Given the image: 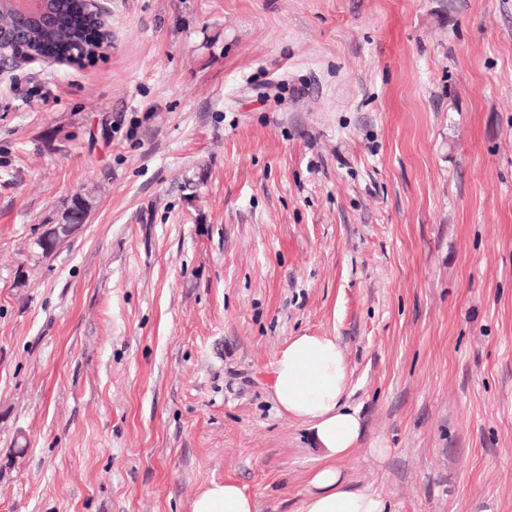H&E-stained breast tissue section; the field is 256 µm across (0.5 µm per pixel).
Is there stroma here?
Segmentation results:
<instances>
[{
	"mask_svg": "<svg viewBox=\"0 0 512 512\" xmlns=\"http://www.w3.org/2000/svg\"><path fill=\"white\" fill-rule=\"evenodd\" d=\"M99 5L103 56L0 76V512H300L302 334L344 351L354 487L512 512V0ZM91 208L86 194H78L71 200V204L62 213L57 224H83ZM191 512H257L254 498L231 481L211 482L190 504Z\"/></svg>",
	"mask_w": 512,
	"mask_h": 512,
	"instance_id": "obj_1",
	"label": "stroma"
}]
</instances>
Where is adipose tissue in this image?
<instances>
[{"label":"adipose tissue","mask_w":512,"mask_h":512,"mask_svg":"<svg viewBox=\"0 0 512 512\" xmlns=\"http://www.w3.org/2000/svg\"><path fill=\"white\" fill-rule=\"evenodd\" d=\"M348 386V365L334 337L296 336L275 356L274 398L284 416L309 424L323 460L311 475L302 512H389L381 494L353 487L336 466L362 433L357 411L345 402ZM190 512H256V503L234 482H213L196 494Z\"/></svg>","instance_id":"obj_1"}]
</instances>
